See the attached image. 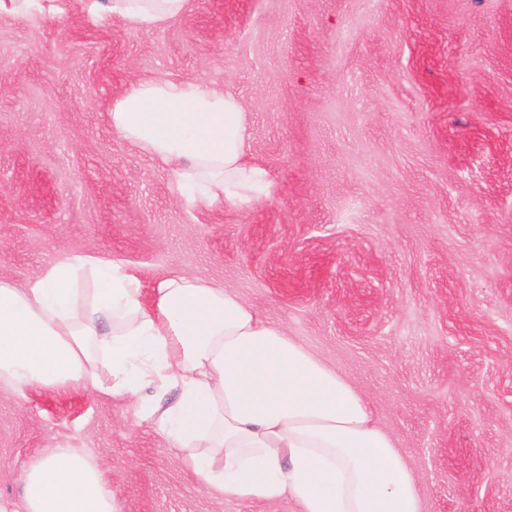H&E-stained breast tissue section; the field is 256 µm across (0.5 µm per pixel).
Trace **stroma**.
Masks as SVG:
<instances>
[{
  "mask_svg": "<svg viewBox=\"0 0 512 512\" xmlns=\"http://www.w3.org/2000/svg\"><path fill=\"white\" fill-rule=\"evenodd\" d=\"M0 14V274L102 254L224 284L371 403L423 512H512V0H191L136 31ZM228 84L275 182L192 211L112 130L139 80ZM112 466L123 512H298L209 494L124 401L0 396V512L37 452Z\"/></svg>",
  "mask_w": 512,
  "mask_h": 512,
  "instance_id": "obj_1",
  "label": "stroma"
}]
</instances>
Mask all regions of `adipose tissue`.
<instances>
[{
  "label": "adipose tissue",
  "mask_w": 512,
  "mask_h": 512,
  "mask_svg": "<svg viewBox=\"0 0 512 512\" xmlns=\"http://www.w3.org/2000/svg\"><path fill=\"white\" fill-rule=\"evenodd\" d=\"M190 0H91L151 31ZM113 131L168 168L193 210L249 209L273 180L249 159L232 87L155 77L112 101ZM88 390L120 398L215 494L300 512H423L408 461L366 398L223 285L172 270L144 287L124 264L60 255L25 287L0 277V394ZM22 512H121L103 461L45 448Z\"/></svg>",
  "instance_id": "ef3b65f1"
}]
</instances>
